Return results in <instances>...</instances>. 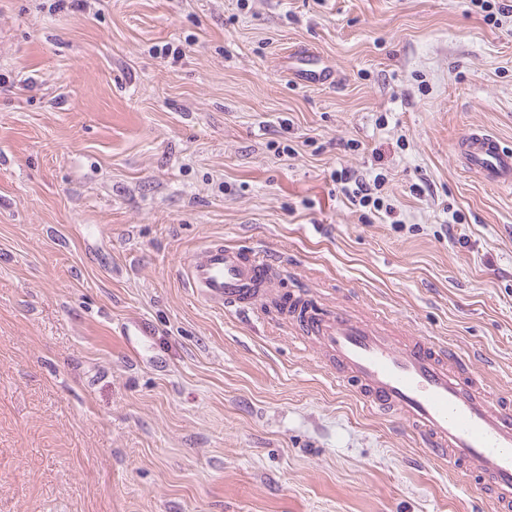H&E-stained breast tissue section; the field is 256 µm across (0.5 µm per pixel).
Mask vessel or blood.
<instances>
[{
  "label": "vessel or blood",
  "mask_w": 512,
  "mask_h": 512,
  "mask_svg": "<svg viewBox=\"0 0 512 512\" xmlns=\"http://www.w3.org/2000/svg\"><path fill=\"white\" fill-rule=\"evenodd\" d=\"M293 57L302 81L333 82L332 70L313 51L300 48ZM453 150L484 182L512 186V148L495 134L469 130ZM269 267L255 250L210 240L188 258L185 276L217 310L281 301L300 340L316 346L338 387L405 423L449 471L479 480L496 512H512V400L489 394L466 357L429 337L306 296H281Z\"/></svg>",
  "instance_id": "obj_1"
}]
</instances>
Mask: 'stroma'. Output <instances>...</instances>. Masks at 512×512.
<instances>
[{"mask_svg": "<svg viewBox=\"0 0 512 512\" xmlns=\"http://www.w3.org/2000/svg\"><path fill=\"white\" fill-rule=\"evenodd\" d=\"M473 128L512 146V18L469 0H0V512H488L276 308L184 280L259 250L512 394V187L458 161ZM292 54L302 81L312 85L330 84L334 81L332 70L324 66L313 51L298 48Z\"/></svg>", "mask_w": 512, "mask_h": 512, "instance_id": "obj_1", "label": "stroma"}]
</instances>
